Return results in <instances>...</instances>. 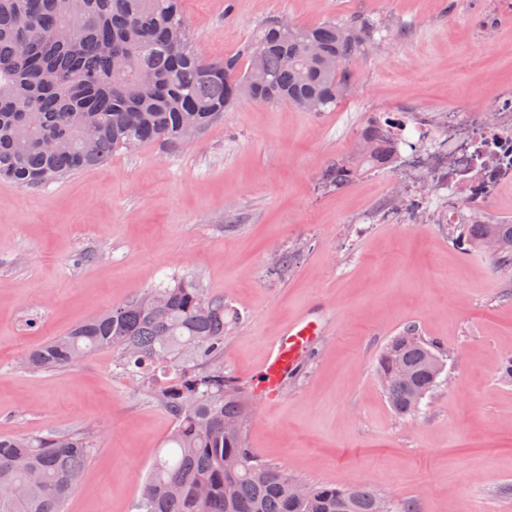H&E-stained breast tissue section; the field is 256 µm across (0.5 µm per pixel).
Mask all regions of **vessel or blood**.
Returning a JSON list of instances; mask_svg holds the SVG:
<instances>
[{
	"label": "vessel or blood",
	"instance_id": "vessel-or-blood-1",
	"mask_svg": "<svg viewBox=\"0 0 512 512\" xmlns=\"http://www.w3.org/2000/svg\"><path fill=\"white\" fill-rule=\"evenodd\" d=\"M318 334L317 322L302 316L288 324L271 342L263 367L266 394H275L299 368Z\"/></svg>",
	"mask_w": 512,
	"mask_h": 512
}]
</instances>
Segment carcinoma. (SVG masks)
Segmentation results:
<instances>
[{"label": "carcinoma", "mask_w": 512, "mask_h": 512, "mask_svg": "<svg viewBox=\"0 0 512 512\" xmlns=\"http://www.w3.org/2000/svg\"><path fill=\"white\" fill-rule=\"evenodd\" d=\"M374 22L271 21L222 59L194 44L182 0H0V182L33 188L102 165L120 147L177 148L245 98L325 112L353 91ZM455 243L512 272V224H460ZM224 297L192 279L161 284L27 353L48 372L117 352L175 420L141 482L137 512H413L359 484L309 486L247 447V397L224 375ZM444 347L395 337L376 365L405 418L438 384ZM82 433L0 436V512H65L89 463Z\"/></svg>", "instance_id": "1"}]
</instances>
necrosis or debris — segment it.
<instances>
[{
	"label": "necrosis or debris",
	"instance_id": "obj_1",
	"mask_svg": "<svg viewBox=\"0 0 512 512\" xmlns=\"http://www.w3.org/2000/svg\"><path fill=\"white\" fill-rule=\"evenodd\" d=\"M402 111L400 130L383 121L356 133L371 148L373 169L393 177L385 211L397 224L483 223L498 190L512 182V86L437 115L412 105Z\"/></svg>",
	"mask_w": 512,
	"mask_h": 512
}]
</instances>
